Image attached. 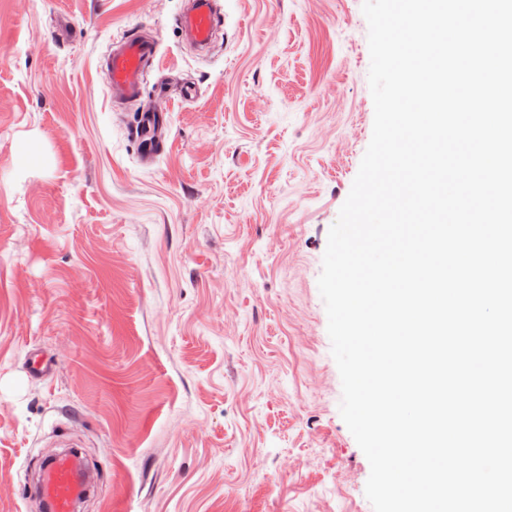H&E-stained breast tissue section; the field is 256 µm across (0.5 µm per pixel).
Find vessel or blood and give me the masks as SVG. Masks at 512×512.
Listing matches in <instances>:
<instances>
[{
  "instance_id": "vessel-or-blood-1",
  "label": "vessel or blood",
  "mask_w": 512,
  "mask_h": 512,
  "mask_svg": "<svg viewBox=\"0 0 512 512\" xmlns=\"http://www.w3.org/2000/svg\"><path fill=\"white\" fill-rule=\"evenodd\" d=\"M179 24L183 34L198 48H209L224 16L217 0H189ZM158 46L144 29H130L127 36L114 41L102 58V69L112 100L138 106L130 136L144 160H152L161 150L157 136L164 125V112L141 107L144 79L156 62ZM95 489L94 471L79 450L73 449L48 457L33 489L42 505L41 512H78L80 503Z\"/></svg>"
}]
</instances>
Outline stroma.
<instances>
[{
    "label": "stroma",
    "mask_w": 512,
    "mask_h": 512,
    "mask_svg": "<svg viewBox=\"0 0 512 512\" xmlns=\"http://www.w3.org/2000/svg\"><path fill=\"white\" fill-rule=\"evenodd\" d=\"M220 3L200 57L184 0H0V512L61 439L81 512H373L318 289L372 137L362 0ZM135 25L149 166L99 69ZM164 112L161 109L142 107L137 112V120L130 126V136L138 144L145 161H151L162 148L159 133L164 126ZM150 133L154 135V141Z\"/></svg>",
    "instance_id": "obj_1"
}]
</instances>
